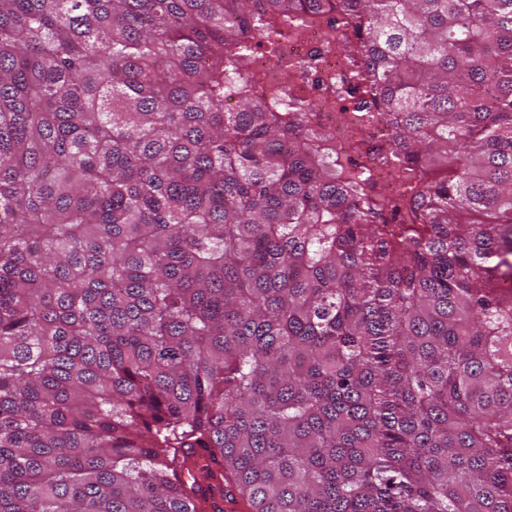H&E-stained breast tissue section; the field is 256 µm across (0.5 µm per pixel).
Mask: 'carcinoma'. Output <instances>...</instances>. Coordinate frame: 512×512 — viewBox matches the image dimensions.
<instances>
[{"label": "carcinoma", "mask_w": 512, "mask_h": 512, "mask_svg": "<svg viewBox=\"0 0 512 512\" xmlns=\"http://www.w3.org/2000/svg\"><path fill=\"white\" fill-rule=\"evenodd\" d=\"M319 13L406 198L254 90ZM508 280L512 0H0V512H512ZM205 464H202L198 461H193L191 465V470L194 473L195 481L200 483V486L206 490V497L210 503V507L213 510H220L224 508V502L221 494V484L217 478H212L206 480L204 475L206 469H203Z\"/></svg>", "instance_id": "carcinoma-1"}]
</instances>
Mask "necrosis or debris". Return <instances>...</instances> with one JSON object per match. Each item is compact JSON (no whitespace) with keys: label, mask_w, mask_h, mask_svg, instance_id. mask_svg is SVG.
Returning <instances> with one entry per match:
<instances>
[{"label":"necrosis or debris","mask_w":512,"mask_h":512,"mask_svg":"<svg viewBox=\"0 0 512 512\" xmlns=\"http://www.w3.org/2000/svg\"><path fill=\"white\" fill-rule=\"evenodd\" d=\"M341 44L335 19L294 18L258 30L253 66L261 87L279 92L282 108L314 103L307 123L326 134L347 177L367 188L371 198L397 197L404 184L397 165L373 169L354 149L362 133L373 143L390 144L392 130L374 107L363 66Z\"/></svg>","instance_id":"1"}]
</instances>
